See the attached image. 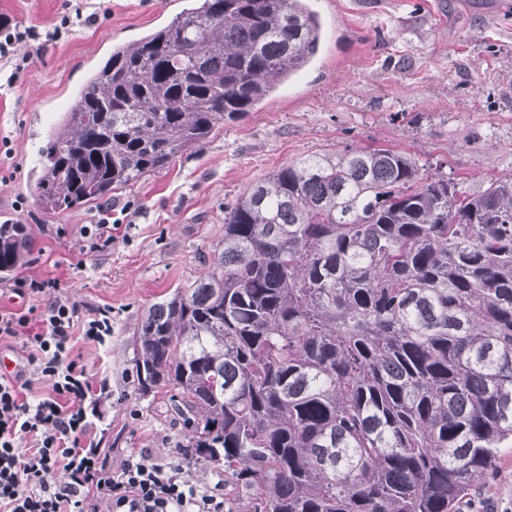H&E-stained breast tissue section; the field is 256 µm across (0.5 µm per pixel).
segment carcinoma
<instances>
[{"instance_id":"carcinoma-1","label":"carcinoma","mask_w":512,"mask_h":512,"mask_svg":"<svg viewBox=\"0 0 512 512\" xmlns=\"http://www.w3.org/2000/svg\"><path fill=\"white\" fill-rule=\"evenodd\" d=\"M309 0H203L116 43L34 185L65 212L167 168L317 54ZM0 224V275L27 261ZM143 397L224 468L238 512H457L512 447V178L477 194L409 154L285 164L224 212L212 270L135 332Z\"/></svg>"}]
</instances>
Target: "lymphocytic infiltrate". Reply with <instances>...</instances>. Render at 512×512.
Wrapping results in <instances>:
<instances>
[{
  "instance_id": "obj_1",
  "label": "lymphocytic infiltrate",
  "mask_w": 512,
  "mask_h": 512,
  "mask_svg": "<svg viewBox=\"0 0 512 512\" xmlns=\"http://www.w3.org/2000/svg\"><path fill=\"white\" fill-rule=\"evenodd\" d=\"M129 207L104 204L82 225V252H110L127 229ZM0 306V342L22 344L13 370L0 374V512H224V484L200 485L180 456L164 460L137 448L113 465L93 431L99 407L111 400L74 354L78 341L105 344L111 308L87 309L52 277H20ZM45 386L35 394L36 386Z\"/></svg>"
}]
</instances>
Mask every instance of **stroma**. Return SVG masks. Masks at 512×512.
Returning a JSON list of instances; mask_svg holds the SVG:
<instances>
[{
  "label": "stroma",
  "mask_w": 512,
  "mask_h": 512,
  "mask_svg": "<svg viewBox=\"0 0 512 512\" xmlns=\"http://www.w3.org/2000/svg\"><path fill=\"white\" fill-rule=\"evenodd\" d=\"M168 2L86 0L97 23L21 45L30 61L19 75L0 66V218L19 220L18 200L37 215L26 224L35 259L23 274L58 278L75 300L112 309L111 339L75 351L112 392L100 426L116 464L131 448L164 458L186 444L168 394L136 390L133 336L154 303L209 272L226 207L260 177L308 154L362 147L408 152L467 193L512 176V0H313L324 31L314 62L202 148L114 194L133 205L126 236L84 256L78 227L98 207L45 210L33 191L39 150L88 71L113 43L167 21ZM67 3L0 0V14L42 32Z\"/></svg>",
  "instance_id": "35a3bbf8"
}]
</instances>
